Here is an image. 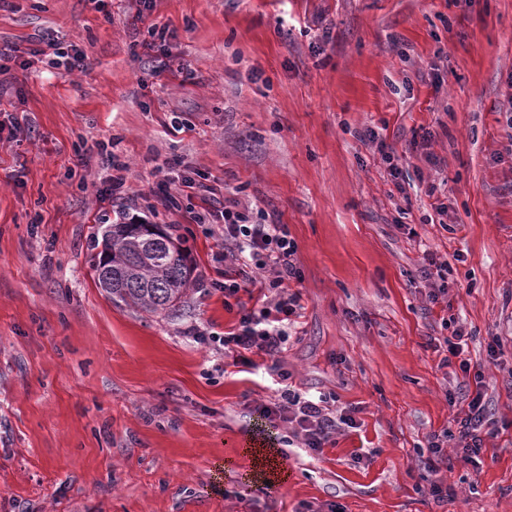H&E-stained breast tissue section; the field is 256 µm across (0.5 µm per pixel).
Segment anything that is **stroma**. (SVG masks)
Returning a JSON list of instances; mask_svg holds the SVG:
<instances>
[{
    "label": "stroma",
    "mask_w": 512,
    "mask_h": 512,
    "mask_svg": "<svg viewBox=\"0 0 512 512\" xmlns=\"http://www.w3.org/2000/svg\"><path fill=\"white\" fill-rule=\"evenodd\" d=\"M136 8L0 0V42L54 39L91 60L67 74L40 54L0 76V121L22 127L0 140V512H512V0H153L144 22ZM153 25L166 52L138 59ZM367 128L401 153L402 183ZM428 132L435 171L408 149ZM95 140L129 164L124 207L184 241L198 284L177 317L95 280L110 171L73 163ZM187 168L297 244L281 367L359 422L322 454L284 446L286 425L258 413L268 374L189 334L237 315L210 286L214 239L144 197ZM426 249L451 260L446 303L427 301ZM449 318L468 339L444 367L428 341ZM464 358L484 372L487 435L479 464L449 452L438 501L421 460L456 428ZM258 433L287 483L244 481Z\"/></svg>",
    "instance_id": "1"
}]
</instances>
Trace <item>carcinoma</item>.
Segmentation results:
<instances>
[{"instance_id":"cac0c4a2","label":"carcinoma","mask_w":512,"mask_h":512,"mask_svg":"<svg viewBox=\"0 0 512 512\" xmlns=\"http://www.w3.org/2000/svg\"><path fill=\"white\" fill-rule=\"evenodd\" d=\"M101 246L93 269L112 301L150 315L174 316L184 309L197 278L186 266L179 237L134 232L121 219L102 228Z\"/></svg>"}]
</instances>
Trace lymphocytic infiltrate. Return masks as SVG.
<instances>
[{"instance_id": "lymphocytic-infiltrate-1", "label": "lymphocytic infiltrate", "mask_w": 512, "mask_h": 512, "mask_svg": "<svg viewBox=\"0 0 512 512\" xmlns=\"http://www.w3.org/2000/svg\"><path fill=\"white\" fill-rule=\"evenodd\" d=\"M206 235L216 241L214 260L221 265L219 279L212 286L225 299L238 301L241 294H252L257 271L271 273L276 294L263 300L260 307L240 305L238 321L225 331L218 342L234 364L254 366L256 359L266 361V371L278 381L288 379L280 367V358L288 341V332L298 314V294L288 292L286 281L299 278L295 263L297 244L287 225L275 223L270 214L254 212L252 207L230 198L221 207L196 215ZM474 388L467 393V406L457 412L454 436L461 461L476 462L483 448L482 427L487 420L483 375L475 373ZM260 412L279 420L308 454H321L340 426L356 427L353 410H333L326 397H312L285 389Z\"/></svg>"}]
</instances>
